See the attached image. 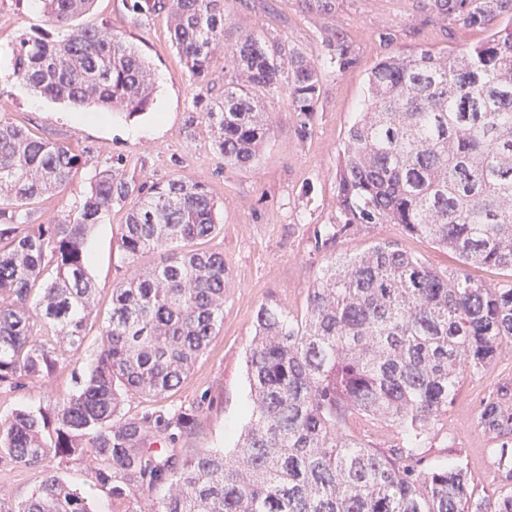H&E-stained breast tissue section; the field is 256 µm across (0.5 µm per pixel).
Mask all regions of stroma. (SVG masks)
<instances>
[{
	"mask_svg": "<svg viewBox=\"0 0 512 512\" xmlns=\"http://www.w3.org/2000/svg\"><path fill=\"white\" fill-rule=\"evenodd\" d=\"M224 48L217 51L207 80L191 75L170 40L166 15L141 18L125 0H95L91 21L132 42L151 62L156 91L150 108L125 118L95 109L84 111L33 94L12 78V42L22 33L48 28L39 0H0V112L19 126L72 148L84 162L62 192L32 205L36 222L77 211L96 172L122 160L127 174L147 181L186 177L209 189L218 206L220 232L205 248L223 253L229 272L224 294V320L187 378L165 398L137 395L125 398V416L156 406L169 411L192 409L196 421L181 432L176 450L190 457L208 449L232 452L248 421L250 387L246 356L254 336L257 309L275 303L290 315H300L310 288L331 257L355 255L372 241L395 240L439 271L459 268L454 253L430 240L405 236L395 224H376L336 243H323L319 232L339 223L336 167L346 131L364 97L367 75L377 59L398 49L425 46L450 50L483 41L480 29H468L430 14L420 0H338L334 13L302 11L297 0H226ZM343 31L353 49V62L343 70L325 71L316 116L307 137H299L288 96L277 91L265 102L273 130L254 168L225 165L214 146L213 129L205 120L186 127L187 117L203 109L213 93L224 89L226 48L243 33L260 32L288 42L309 57H327L325 38ZM124 211L113 208L94 225L85 249L95 296L87 328L83 361L57 367L49 378L27 381L17 389L0 388V416L14 410L47 406L77 390L84 361L103 342L112 308V288L127 271L116 246ZM458 392L442 417L440 431L427 445L429 460L460 458L468 464L478 494L502 493L495 456L496 443L478 423L482 404L500 386L512 384V344L502 347L485 371L462 370ZM59 471L73 487L86 492L93 512H153L151 497L134 504L112 500L96 487L94 475L81 460L58 462L45 457L18 462L0 457V507L11 508L29 497L48 471Z\"/></svg>",
	"mask_w": 512,
	"mask_h": 512,
	"instance_id": "stroma-1",
	"label": "stroma"
}]
</instances>
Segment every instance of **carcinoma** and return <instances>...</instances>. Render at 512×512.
<instances>
[{"instance_id":"carcinoma-1","label":"carcinoma","mask_w":512,"mask_h":512,"mask_svg":"<svg viewBox=\"0 0 512 512\" xmlns=\"http://www.w3.org/2000/svg\"><path fill=\"white\" fill-rule=\"evenodd\" d=\"M52 26L89 14L94 0H40ZM331 14L337 0H298ZM430 12L487 39L442 51L415 47L370 69L362 109L336 168L344 221L337 240L397 224L455 253L462 264L512 272V0H427ZM140 17L166 13L187 70L206 78L224 35V0H130ZM327 64L352 63L346 35L326 39ZM12 77L33 93L79 108L145 111L153 70L135 46L86 23L64 39L21 34ZM224 91L199 117L224 164L249 168L270 137L263 96L283 89L297 133L308 135L324 66L253 32L225 53ZM81 164L71 148L0 113V388L49 377L81 355L94 285L85 239L112 208H126L116 245L130 271L112 288L105 341L78 390L46 408L0 419V450L17 461L52 452L85 461L114 499L166 486L155 512H512V387L479 414L502 440L508 492L478 497L455 459L424 465L425 443L452 402L461 366L479 372L512 341V284L441 273L392 241L329 261L301 318L259 306L247 355L249 421L231 454L169 452L195 414L121 415L122 397L163 398L192 370L224 319V255L201 248L217 229L207 187L188 178L151 184L123 168L99 172L80 209L35 224L28 206L64 189ZM162 252L145 267L144 255ZM399 430L376 448L353 421ZM14 512H92L57 474Z\"/></svg>"}]
</instances>
